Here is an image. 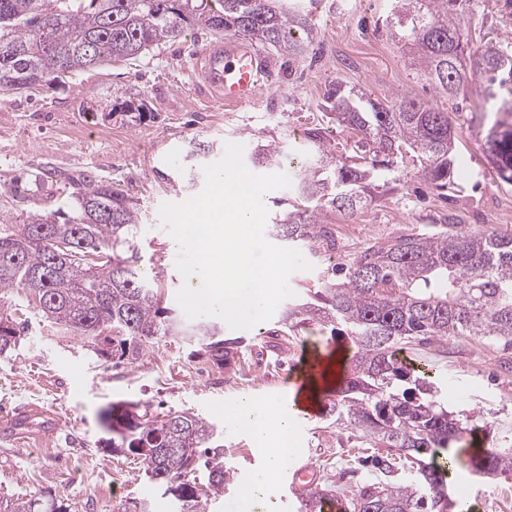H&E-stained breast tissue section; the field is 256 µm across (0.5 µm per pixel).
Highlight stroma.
<instances>
[{
    "mask_svg": "<svg viewBox=\"0 0 512 512\" xmlns=\"http://www.w3.org/2000/svg\"><path fill=\"white\" fill-rule=\"evenodd\" d=\"M300 3L315 23L312 43L292 61L259 48L269 83L252 103L225 104L206 83L199 57L222 38L201 30L188 31L136 61H114L49 86L0 94V209L17 216L57 209L72 175L116 182L141 209L136 247L142 268L157 283L162 307L181 314L178 253L158 211L205 186L203 171L185 174L189 141L210 143L209 164L223 157L226 143L243 144L249 154L261 139L279 142L285 155L302 160L305 132L316 126L337 154L358 155L353 134L322 108L337 80L383 103L408 94L448 106L447 97L410 67L401 42L389 37L384 26L389 0ZM469 37L475 45L488 38L512 43V0H473ZM133 88L146 110L136 123L124 114ZM483 105V88L476 82L452 115L458 156L472 177L441 198L418 178L415 167H408L400 182L389 184L380 200L353 219L330 215L338 253L426 232L452 217L473 231L512 233V184L501 182L484 150L492 116ZM166 174L171 177L167 183L162 180ZM323 269L315 259L309 270L294 273L292 296L271 319L249 330L225 329V338L238 345L221 365L195 336L159 338L134 360L106 358L80 337L51 326L24 297L0 293V305L14 310L20 329L17 344L0 354V431L26 411L64 416L59 432L48 438L33 426L8 438L0 435V499H52L77 512H132L135 503L146 501L150 512H174L170 497L149 481L140 461L113 452L108 444L111 434L101 414L112 402L125 400L137 403L151 419L190 412L214 423L235 482L209 509L240 512L242 489L264 459L243 429L225 421V405L281 392L297 376L301 352L349 353L347 343L308 326L289 335L279 332L281 312L307 299ZM419 357L432 368L449 410L479 412L488 424L512 420V350L456 336L423 349ZM293 427L297 447L305 449L322 480L341 487L339 505H348L374 477L375 449L322 415L294 418ZM450 485L464 512H512V476L492 480L463 468Z\"/></svg>",
    "mask_w": 512,
    "mask_h": 512,
    "instance_id": "1",
    "label": "stroma"
}]
</instances>
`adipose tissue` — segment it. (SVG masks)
I'll use <instances>...</instances> for the list:
<instances>
[{"instance_id":"adipose-tissue-1","label":"adipose tissue","mask_w":512,"mask_h":512,"mask_svg":"<svg viewBox=\"0 0 512 512\" xmlns=\"http://www.w3.org/2000/svg\"><path fill=\"white\" fill-rule=\"evenodd\" d=\"M225 417L235 425L248 430L267 464L253 475L245 492L253 499L273 489V477L287 466L292 458L289 424L281 403L276 398L265 401H243L225 408Z\"/></svg>"}]
</instances>
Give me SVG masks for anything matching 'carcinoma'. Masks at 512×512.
I'll use <instances>...</instances> for the list:
<instances>
[{
	"instance_id": "1",
	"label": "carcinoma",
	"mask_w": 512,
	"mask_h": 512,
	"mask_svg": "<svg viewBox=\"0 0 512 512\" xmlns=\"http://www.w3.org/2000/svg\"><path fill=\"white\" fill-rule=\"evenodd\" d=\"M470 3L391 0L386 28L448 101L481 79L497 114L487 149L499 179L511 184L512 48L493 40L469 47ZM297 28L311 33L314 23L288 0H0V94L134 60L195 29L242 37L292 60L305 51L293 36ZM325 100L336 124L355 134L362 155L355 162L335 155L322 129L308 130L310 157L293 172V210L274 222L278 237L315 257L336 248L327 215L352 218L375 201L377 189L400 180L407 158L434 190L459 186L456 133L447 112L408 95L376 103L341 81ZM282 160V147L268 143L255 147L250 162L270 168ZM68 181L71 192L55 210H32L18 222L0 212V291L34 299L42 318L94 348L102 335L111 340L104 335L109 330L122 337V355L134 359L155 339L188 331L224 360L230 342L218 327L184 328L141 274L137 204L109 181L85 174ZM64 239L72 244L71 256L57 268L56 243ZM36 270L45 279L34 284L30 273ZM313 295V303L290 306L282 325L293 332L311 323L348 340V372L327 391L325 413L385 452L383 479L359 489L351 512H450L447 478L459 465L487 478L512 474V424H494V448L463 461L455 445L470 432L472 417L448 410L422 366L399 357L450 336L512 346V234L474 233L450 219L440 231L376 242L327 265ZM14 325L1 307L0 354L18 340ZM103 416L112 417V447L150 444L137 457L146 477L171 495L175 512H208L230 483L224 448L213 445L217 429L206 419L183 412L160 422L142 420L137 404L123 400ZM406 460L413 477L398 482L395 473ZM202 468L208 475L200 485L196 472ZM336 492L325 484L302 494V512H323ZM69 510L39 499L0 502V512Z\"/></svg>"
}]
</instances>
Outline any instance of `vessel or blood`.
<instances>
[{
  "instance_id": "b4317fda",
  "label": "vessel or blood",
  "mask_w": 512,
  "mask_h": 512,
  "mask_svg": "<svg viewBox=\"0 0 512 512\" xmlns=\"http://www.w3.org/2000/svg\"><path fill=\"white\" fill-rule=\"evenodd\" d=\"M204 73L208 82L217 88L225 103L237 104L255 99L262 89V76L265 66L255 49L242 41H231L206 52L202 58ZM300 374L294 381L295 392L288 401L289 410L303 416H314L315 410L304 402L301 390L305 378L322 377L324 374V357L312 352L302 361ZM293 494H302L309 489L316 478L311 462L300 461L287 471Z\"/></svg>"
}]
</instances>
